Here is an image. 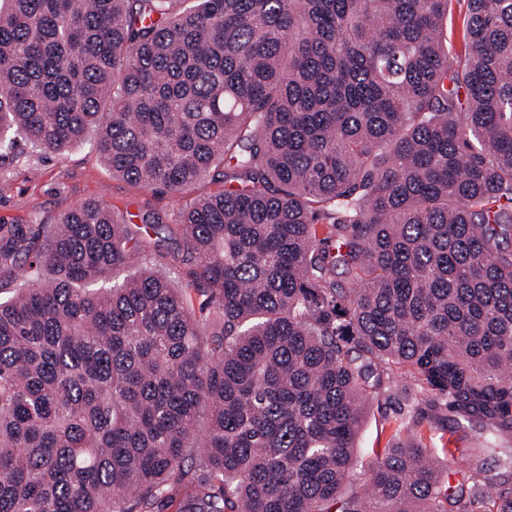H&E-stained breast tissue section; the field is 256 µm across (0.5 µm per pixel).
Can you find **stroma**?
I'll return each instance as SVG.
<instances>
[{"mask_svg":"<svg viewBox=\"0 0 512 512\" xmlns=\"http://www.w3.org/2000/svg\"><path fill=\"white\" fill-rule=\"evenodd\" d=\"M221 178L207 177L179 194L160 193L112 176L91 141L63 154L46 156L26 145L0 160V224H50L84 201L105 203L116 218L139 222L142 214H176L191 200L222 191ZM426 402L418 391L373 401L357 436V455L369 461L374 449L396 434L427 433L419 413Z\"/></svg>","mask_w":512,"mask_h":512,"instance_id":"stroma-1","label":"stroma"}]
</instances>
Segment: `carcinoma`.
Instances as JSON below:
<instances>
[{
    "label": "carcinoma",
    "instance_id": "carcinoma-1",
    "mask_svg": "<svg viewBox=\"0 0 512 512\" xmlns=\"http://www.w3.org/2000/svg\"><path fill=\"white\" fill-rule=\"evenodd\" d=\"M179 2L0 0V159L224 166L182 285L165 215L0 224V512H512V0H467L460 55L453 0ZM400 371L475 428L468 487L421 435L359 462ZM467 0H460L454 2V11L451 20H448V42L455 52L463 51L462 43V21L463 17L467 13Z\"/></svg>",
    "mask_w": 512,
    "mask_h": 512
}]
</instances>
